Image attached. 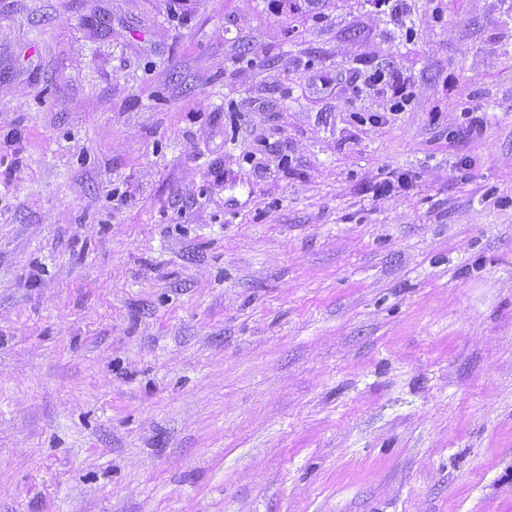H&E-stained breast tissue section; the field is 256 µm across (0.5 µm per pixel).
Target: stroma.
<instances>
[{
  "label": "stroma",
  "mask_w": 512,
  "mask_h": 512,
  "mask_svg": "<svg viewBox=\"0 0 512 512\" xmlns=\"http://www.w3.org/2000/svg\"><path fill=\"white\" fill-rule=\"evenodd\" d=\"M0 512H512V0H0Z\"/></svg>",
  "instance_id": "stroma-1"
}]
</instances>
